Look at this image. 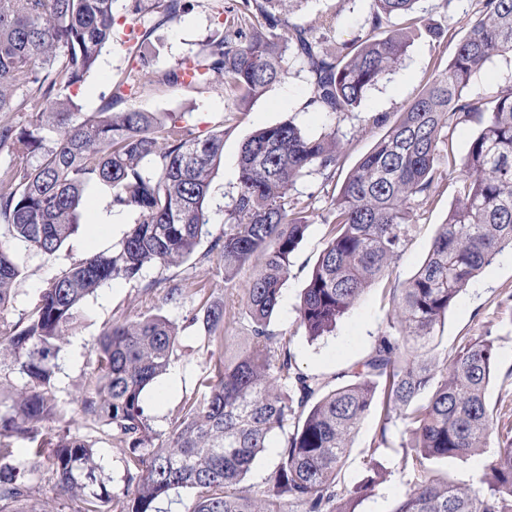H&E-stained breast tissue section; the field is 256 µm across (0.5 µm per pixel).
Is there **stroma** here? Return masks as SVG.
<instances>
[{
  "instance_id": "obj_1",
  "label": "stroma",
  "mask_w": 512,
  "mask_h": 512,
  "mask_svg": "<svg viewBox=\"0 0 512 512\" xmlns=\"http://www.w3.org/2000/svg\"><path fill=\"white\" fill-rule=\"evenodd\" d=\"M188 12L181 20L155 26L151 15L134 13L131 0H116L114 14L120 31L118 42L106 48L85 88L76 96L83 111H97L101 99L110 95L115 84L136 64L140 49H147L154 69L179 66L197 52L201 44L223 32L210 0H187ZM370 0H307L295 22L314 29L324 37L320 17L336 16L335 37L352 40L364 34ZM480 7V0H419L417 14L422 22L440 25L441 42L424 32H416L401 64L372 87L360 106L352 112L331 115L309 106L311 88L307 74L297 61H289L285 77L245 109H237L219 86L205 90L164 84L134 88L125 97L126 108L144 112H191L209 127L223 126L224 156L212 180L208 204L209 233L202 237L195 253L181 264L147 269L137 281L117 279L104 284L83 303L82 317L69 330L56 360L55 395L65 411L72 431L95 442L115 489H123L122 446L112 440L108 426L85 421L76 412L88 380L95 368L93 347L112 324L161 314L179 329V346L168 371L144 393V403L158 445H166L176 427L175 414L184 399L201 397L202 381L209 372L211 356L233 354L250 334L251 320L238 311L224 327L222 346L209 347L201 325L193 316L208 302L223 301L225 295L242 297L253 274L260 268V257H252L232 279L224 277V261L213 244L230 230V213L237 192L238 159L244 140L257 129L284 121H294L306 133L318 135L335 131L343 150L334 177L312 173L299 178L288 198L299 203L309 229L292 258L288 278L281 290L280 303L268 331L287 337L298 368L305 374L336 385L337 376L364 357L376 336L387 324V289L410 278L421 266L431 247L439 224L445 222L457 195L455 179L441 183L431 195L416 202L411 240L394 260L391 274L368 290L335 330L310 339L298 319L297 308L313 267L333 233L328 211L345 178L360 158L371 150L387 130L383 118H396L413 101L431 75L444 69L455 53ZM512 85V55L501 54L474 72L466 86L468 95L485 96ZM131 213L110 206L107 194L89 190L81 212L80 228L52 257L28 249L13 240L9 246L21 267L13 285V300L0 313V319L15 324L26 317L39 291L74 262L96 252L117 246L129 224ZM182 289V296L167 300L169 288ZM440 353H454L465 343L489 337L498 348L495 375L488 387L490 405L504 409L490 438V450H497L507 428L512 427V252L500 254L492 265L476 277L458 302L452 306L437 332ZM387 448L378 461L390 472L375 494L364 500L358 512H393L400 493L407 490L401 471L402 443L409 435L404 425L390 428ZM378 439L376 415H369L352 438L342 469L345 481L362 476L369 450ZM25 512H75L74 502L64 500L46 469H38L24 503Z\"/></svg>"
}]
</instances>
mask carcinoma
Wrapping results in <instances>:
<instances>
[{
  "instance_id": "carcinoma-1",
  "label": "carcinoma",
  "mask_w": 512,
  "mask_h": 512,
  "mask_svg": "<svg viewBox=\"0 0 512 512\" xmlns=\"http://www.w3.org/2000/svg\"><path fill=\"white\" fill-rule=\"evenodd\" d=\"M117 0H0V220L8 236L46 257L79 228L90 188L110 206L134 215L115 250L82 259L42 289L26 321L0 322V355H9L27 381L11 412L0 414V512H18L35 470L46 463L60 494L77 512H156L154 503L180 488L197 491L193 512H357L385 480L372 448L363 477L339 478L352 438L377 413L378 445L400 421L412 442L402 468L409 490L394 512H512V439L487 464L486 488L471 490L441 479L432 465L481 456L497 409L486 399L497 362L492 339L469 342L448 359L435 354L438 327L482 271L512 251V85L486 98L464 89L492 57L512 53V0H480L481 9L443 70L364 155L332 200L334 234L321 252L298 315L309 338L337 323L407 246L415 202L449 175L440 145L460 122L476 130L462 159L459 194L418 271L388 291L387 326L334 388L295 363L288 339L267 325L277 309L290 258L308 224L288 202L297 179L333 177L341 150L336 132L318 136L293 121L260 128L242 144L234 224L219 244L224 279L253 255L264 264L245 289L251 319L248 345L220 358L202 399L189 398L164 448L145 413L143 393L169 368L176 325L152 315L116 323L94 347L95 373L80 399L82 418L103 421L124 448V490L113 491L94 443L67 429L41 427L60 407L53 392L55 360L64 332L81 317L83 302L105 283L137 281L149 267L178 265L209 234L208 198L224 151V129L201 133L190 113L141 112L122 107L114 93L90 115L73 90L95 71L102 49L118 38ZM303 0H233L216 9L224 35L208 41L190 67L154 72L143 54L123 83L142 78L192 86L218 84L238 108L262 96L294 58L307 73L308 105L331 115L352 112L365 93L393 72L411 43L417 0H371L363 36L328 43L292 20ZM159 27L185 12L182 0H133ZM45 106L19 128L7 117L29 102ZM20 266L0 240V312L13 299ZM236 300L206 304L194 320L208 340L235 315ZM279 461L262 484L242 483L273 436ZM27 437L21 460L4 442Z\"/></svg>"
}]
</instances>
